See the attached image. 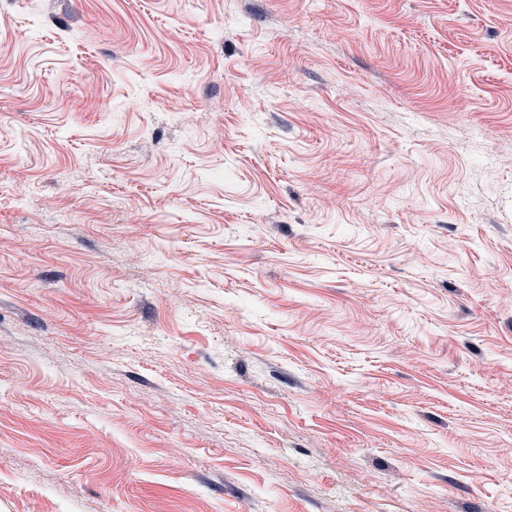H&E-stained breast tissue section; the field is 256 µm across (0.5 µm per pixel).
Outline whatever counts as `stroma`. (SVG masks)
I'll use <instances>...</instances> for the list:
<instances>
[{"label":"stroma","mask_w":512,"mask_h":512,"mask_svg":"<svg viewBox=\"0 0 512 512\" xmlns=\"http://www.w3.org/2000/svg\"><path fill=\"white\" fill-rule=\"evenodd\" d=\"M0 512H512V0H0Z\"/></svg>","instance_id":"1"}]
</instances>
